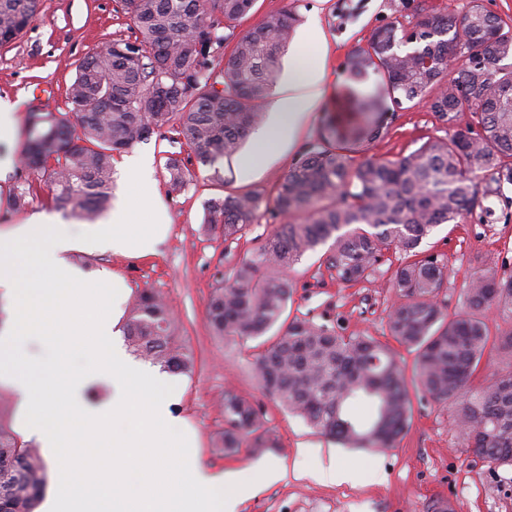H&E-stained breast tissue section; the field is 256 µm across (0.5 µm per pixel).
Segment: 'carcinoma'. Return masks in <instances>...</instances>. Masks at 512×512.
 Wrapping results in <instances>:
<instances>
[{"label": "carcinoma", "instance_id": "obj_1", "mask_svg": "<svg viewBox=\"0 0 512 512\" xmlns=\"http://www.w3.org/2000/svg\"><path fill=\"white\" fill-rule=\"evenodd\" d=\"M255 0H123L134 39L115 40L77 66L69 87L73 112H31L23 145L25 166L52 192L56 207L96 220L112 199V160L167 129L188 148L167 157L173 191L184 189L192 160L214 168L231 160L262 117L261 107L293 40L289 11L264 16L249 31L236 27ZM38 0H0V37H18ZM224 65L215 71V54ZM455 76L445 81L443 73ZM352 138L328 124L319 140L273 188V206L256 192L212 198L205 223L235 240L265 209L281 225L240 261L209 300L208 327L224 338L263 337L286 311L290 272L302 257L332 241L325 259L343 284L385 279L399 302L387 329L415 353L413 385L446 403L459 436L491 465H512V273L484 262L470 274L465 309L450 317L439 296L448 282L444 255L421 249L442 224L480 223L485 204L512 184V23L484 0L466 10L427 14L410 28L394 21L375 31L353 56ZM473 96L461 112L458 89ZM425 104L448 137H429L394 159L354 162L365 141L386 132L383 115ZM507 327L491 335L485 313ZM166 301L140 292L125 335L132 352L170 373L183 374L191 354L175 336ZM262 392L302 416L318 433L346 448H393L409 421L411 398L400 355L372 336H343L295 317L259 355ZM226 453L273 448L260 409L224 392ZM48 466L38 448L0 424V512H35Z\"/></svg>", "mask_w": 512, "mask_h": 512}]
</instances>
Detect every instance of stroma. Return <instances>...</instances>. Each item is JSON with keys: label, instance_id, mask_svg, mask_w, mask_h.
Masks as SVG:
<instances>
[{"label": "stroma", "instance_id": "35a3bbf8", "mask_svg": "<svg viewBox=\"0 0 512 512\" xmlns=\"http://www.w3.org/2000/svg\"><path fill=\"white\" fill-rule=\"evenodd\" d=\"M467 0H255L239 28L248 30L265 15L288 10L297 17L293 42L282 60L276 92L288 90L287 73L299 55L321 64L324 94L315 107L301 113L291 140L280 141L260 162L250 178H243L237 161L221 162L218 169L193 164V181L170 191L164 163L180 149L166 137H152L113 159L114 204L126 200L129 186L126 157L149 163L148 180L156 208L169 217L165 237L154 254L137 256L73 250L69 262L80 274L94 277L107 272L125 284L121 315H128L138 292L149 289L170 304L177 336L192 354L187 374L176 375L181 392L173 414L184 418L196 437L198 462L214 471L250 469L260 463L312 469L335 462L354 468V484L320 483L306 478L285 480L247 501L242 512H434L437 502L453 504L455 512H512V466H493L476 456L459 438L446 405L413 396L409 424L395 447L382 450L346 448L316 433L306 421L279 402L266 397L253 378L259 352L253 339H224L208 329L207 307L212 291L228 271L250 254L277 226L270 215L250 224L240 239L227 241L205 230V205L214 197L244 192L270 195L273 185L297 162L303 147L315 141L328 121L352 127L357 117L344 96L351 83L353 53L366 45L373 31L392 21L414 25L425 14L465 5ZM131 21L121 0H38L35 17L17 39L0 44V100L14 104L15 125L0 135V233L14 232L31 216L42 212L61 224L71 236L90 230L88 222L57 210L48 189L38 190L24 208H14V187L30 180L21 162L30 111L69 112V87L79 62L89 53L131 36ZM448 130L421 105L398 111L386 135L367 145L365 153L393 159L418 147L423 138L447 135ZM493 214L486 224H444L425 245L445 254L448 286L440 299L447 313L464 302L467 277L481 260L502 258L512 272V185L490 198ZM325 248L306 254L291 272L293 290L285 311L288 317H307L348 335H369L392 343L386 327L390 308L398 298L386 281L346 286L326 273ZM262 408L266 428L278 442L274 448H242L227 455L217 447L224 428L225 389Z\"/></svg>", "mask_w": 512, "mask_h": 512}]
</instances>
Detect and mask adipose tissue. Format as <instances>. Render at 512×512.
<instances>
[{"instance_id":"1","label":"adipose tissue","mask_w":512,"mask_h":512,"mask_svg":"<svg viewBox=\"0 0 512 512\" xmlns=\"http://www.w3.org/2000/svg\"><path fill=\"white\" fill-rule=\"evenodd\" d=\"M297 76L300 81L298 91L278 95L270 104L271 121L266 129L254 141L252 151L244 156L239 165L241 176H249L259 159L271 144L286 133L292 132L296 117L312 108L323 90L324 71L322 68H306L298 65Z\"/></svg>"}]
</instances>
